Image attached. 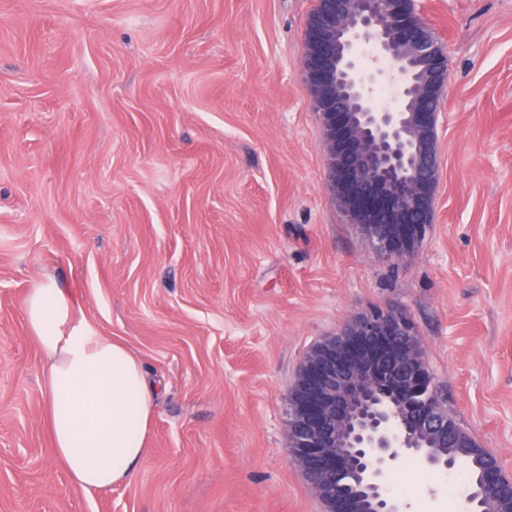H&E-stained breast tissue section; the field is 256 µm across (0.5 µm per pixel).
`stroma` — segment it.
<instances>
[{
    "label": "stroma",
    "instance_id": "35a3bbf8",
    "mask_svg": "<svg viewBox=\"0 0 512 512\" xmlns=\"http://www.w3.org/2000/svg\"><path fill=\"white\" fill-rule=\"evenodd\" d=\"M316 0H0V512H323L288 458L310 347L405 312L448 411L512 478V0H421L448 52L430 232L373 253L302 78ZM56 280L157 384L145 460L71 484L29 288ZM397 463L409 512H463Z\"/></svg>",
    "mask_w": 512,
    "mask_h": 512
}]
</instances>
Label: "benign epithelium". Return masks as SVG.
Here are the masks:
<instances>
[{
	"label": "benign epithelium",
	"mask_w": 512,
	"mask_h": 512,
	"mask_svg": "<svg viewBox=\"0 0 512 512\" xmlns=\"http://www.w3.org/2000/svg\"><path fill=\"white\" fill-rule=\"evenodd\" d=\"M307 20L303 79L328 144L327 182L375 255L402 257L430 231L439 176V95L448 56L420 17L417 0H317ZM375 44L357 69L359 39ZM397 87L400 105L379 109L374 83ZM404 224L408 237L379 230ZM289 460L304 472L324 512H405L386 473L403 457L451 470L436 448L452 431L409 316L375 308L316 343L288 391ZM482 459L466 512H512V480L499 459Z\"/></svg>",
	"instance_id": "benign-epithelium-1"
}]
</instances>
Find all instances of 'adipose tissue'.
<instances>
[{
    "label": "adipose tissue",
    "instance_id": "adipose-tissue-1",
    "mask_svg": "<svg viewBox=\"0 0 512 512\" xmlns=\"http://www.w3.org/2000/svg\"><path fill=\"white\" fill-rule=\"evenodd\" d=\"M77 307L48 280L29 290L24 314L46 358L54 452L74 485L102 491L127 481L143 462L158 389L124 345L77 318Z\"/></svg>",
    "mask_w": 512,
    "mask_h": 512
}]
</instances>
